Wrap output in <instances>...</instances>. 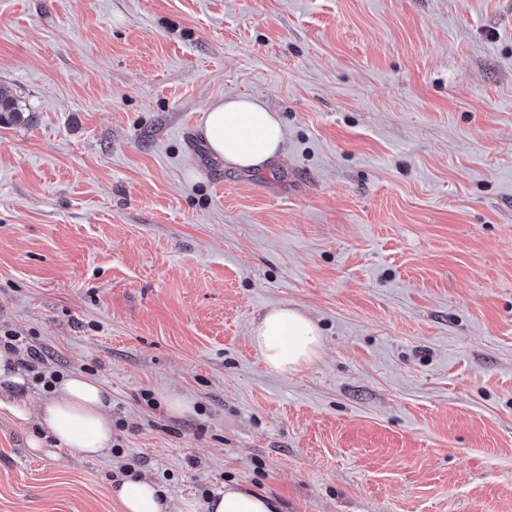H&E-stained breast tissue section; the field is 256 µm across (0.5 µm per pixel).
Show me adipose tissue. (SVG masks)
Returning a JSON list of instances; mask_svg holds the SVG:
<instances>
[{
	"mask_svg": "<svg viewBox=\"0 0 512 512\" xmlns=\"http://www.w3.org/2000/svg\"><path fill=\"white\" fill-rule=\"evenodd\" d=\"M202 133L211 152L226 165L245 170L264 167L283 149L284 131L275 112L252 98L211 104ZM252 344L266 366L277 373L300 370L317 357L322 345L318 325L297 308L283 305L268 311L252 331ZM25 375L14 357L0 353V409L16 419L30 417V402L21 393ZM42 437L32 438L41 450L45 438L58 449L95 458L112 446V416L103 385L75 373L46 400L39 419ZM123 512H170L171 497L156 483L135 474L122 476L115 488ZM206 512H277L272 498L229 484L211 494Z\"/></svg>",
	"mask_w": 512,
	"mask_h": 512,
	"instance_id": "obj_1",
	"label": "adipose tissue"
}]
</instances>
